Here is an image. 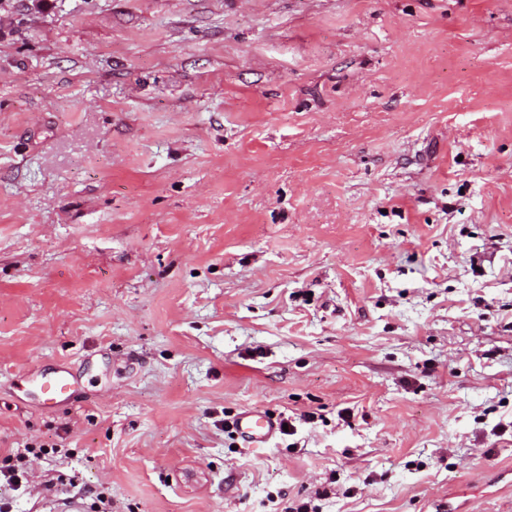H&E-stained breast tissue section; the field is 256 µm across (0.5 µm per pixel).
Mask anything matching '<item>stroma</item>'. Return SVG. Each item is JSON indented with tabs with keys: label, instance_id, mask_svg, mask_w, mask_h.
Instances as JSON below:
<instances>
[{
	"label": "stroma",
	"instance_id": "35a3bbf8",
	"mask_svg": "<svg viewBox=\"0 0 512 512\" xmlns=\"http://www.w3.org/2000/svg\"><path fill=\"white\" fill-rule=\"evenodd\" d=\"M1 464L8 512H512V0H0ZM73 375L65 368L56 371L55 375L50 379H35L46 404H57L70 396L73 388ZM234 428L238 436L250 447L261 448L276 434L278 424L265 413L247 411L236 418Z\"/></svg>",
	"mask_w": 512,
	"mask_h": 512
}]
</instances>
